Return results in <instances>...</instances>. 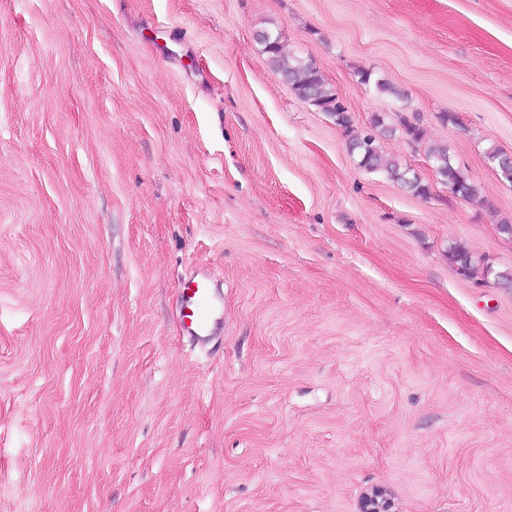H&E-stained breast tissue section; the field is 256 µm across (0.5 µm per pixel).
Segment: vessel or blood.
I'll use <instances>...</instances> for the list:
<instances>
[{
    "mask_svg": "<svg viewBox=\"0 0 512 512\" xmlns=\"http://www.w3.org/2000/svg\"><path fill=\"white\" fill-rule=\"evenodd\" d=\"M180 323L183 334L196 346L205 348L218 336L224 315V293L210 276L196 275L184 281Z\"/></svg>",
    "mask_w": 512,
    "mask_h": 512,
    "instance_id": "vessel-or-blood-1",
    "label": "vessel or blood"
}]
</instances>
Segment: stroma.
Here are the masks:
<instances>
[{
  "mask_svg": "<svg viewBox=\"0 0 512 512\" xmlns=\"http://www.w3.org/2000/svg\"><path fill=\"white\" fill-rule=\"evenodd\" d=\"M263 28L479 201L360 168ZM493 148L512 0H0V512H512V288L448 258L512 270ZM425 150L426 157L435 163V171L444 184L465 200H474L479 196L478 186L452 164L448 144L430 143ZM448 257L454 264L457 265L460 273H462L466 277H473L480 271L483 277H489L490 275H494V278L498 281L499 284L502 285V282L507 281L504 278L503 273L511 272H497L493 269V265H490L488 262H485V260H483L482 266H479L478 263L474 260L470 251L460 243H453L452 245L449 246ZM178 290L183 299L180 323L184 336L196 346L208 347L218 337L222 325V288H217L208 275H195Z\"/></svg>",
  "mask_w": 512,
  "mask_h": 512,
  "instance_id": "stroma-1",
  "label": "stroma"
}]
</instances>
